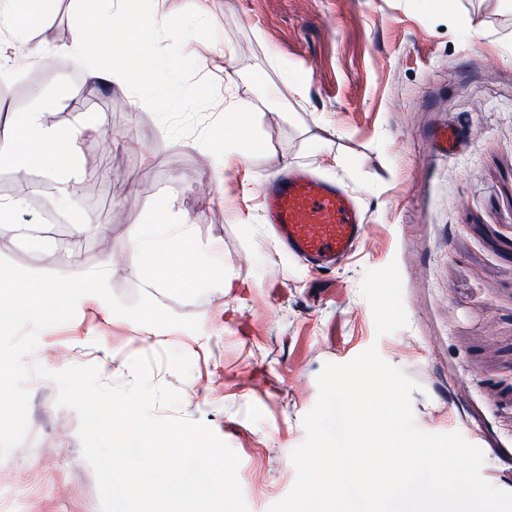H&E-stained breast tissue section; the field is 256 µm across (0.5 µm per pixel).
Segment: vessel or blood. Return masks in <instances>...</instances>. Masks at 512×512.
I'll use <instances>...</instances> for the list:
<instances>
[{"instance_id": "vessel-or-blood-1", "label": "vessel or blood", "mask_w": 512, "mask_h": 512, "mask_svg": "<svg viewBox=\"0 0 512 512\" xmlns=\"http://www.w3.org/2000/svg\"><path fill=\"white\" fill-rule=\"evenodd\" d=\"M262 211L291 253L323 268L351 253L366 229L349 192L300 169L269 185Z\"/></svg>"}]
</instances>
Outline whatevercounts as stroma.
<instances>
[{
    "mask_svg": "<svg viewBox=\"0 0 512 512\" xmlns=\"http://www.w3.org/2000/svg\"><path fill=\"white\" fill-rule=\"evenodd\" d=\"M512 0H141L168 18L147 35L160 83L191 93L159 110L134 107L138 85L86 88L61 48L80 24L76 0H56L40 30L41 58L0 80V106L41 99L67 123L94 113L101 134L78 141L81 179L68 201L11 179L23 199L0 223V269L47 279L77 246L82 271L103 268L132 301L140 280L128 244L150 205L169 195L231 286L195 301L147 294L183 327L143 330L98 296L43 330L27 364L97 366L131 383L132 358L171 348L188 377L154 366L150 382L180 392L164 419L202 421L238 455L248 512H269L296 481L292 450L318 397L324 364L376 347L417 384L416 425L460 432L484 452L482 477L512 492V30L496 22ZM292 82H284L283 74ZM243 106L266 149L225 172L208 154L224 115ZM454 128L455 150L431 144ZM351 192L366 233L336 268L314 270L265 224L261 189L283 166ZM50 225L49 243L21 235ZM58 387L30 391L27 440L0 461V489L26 486L23 512H100L78 416Z\"/></svg>",
    "mask_w": 512,
    "mask_h": 512,
    "instance_id": "stroma-1",
    "label": "stroma"
}]
</instances>
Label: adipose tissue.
<instances>
[{"mask_svg":"<svg viewBox=\"0 0 512 512\" xmlns=\"http://www.w3.org/2000/svg\"><path fill=\"white\" fill-rule=\"evenodd\" d=\"M85 19L66 55L79 59L85 80L91 84L122 86L133 82L143 88L150 102L164 106L186 95L184 87L169 92L156 90L155 66L149 56L146 34L168 25L165 16L140 11L138 0H82ZM49 9V0H0V35L21 42L29 58H37L42 45L37 36ZM233 128L210 159L216 167L230 161H244L263 149V141L247 130L242 113L230 117ZM99 122L86 112L73 113L67 126L47 121L41 108L31 106L15 111L0 125V164L9 165L21 178L32 170L52 176L66 168L79 137L98 129ZM75 254L67 252L58 263L56 278L37 279L20 273L0 274V328L11 323L37 320L60 310L57 295L61 282L75 278Z\"/></svg>","mask_w":512,"mask_h":512,"instance_id":"ef3b65f1","label":"adipose tissue"}]
</instances>
